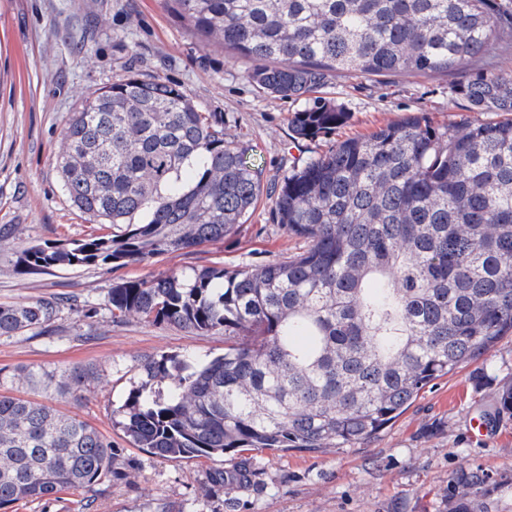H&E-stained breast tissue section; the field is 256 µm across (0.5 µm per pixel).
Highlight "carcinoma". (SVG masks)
<instances>
[{
	"label": "carcinoma",
	"mask_w": 512,
	"mask_h": 512,
	"mask_svg": "<svg viewBox=\"0 0 512 512\" xmlns=\"http://www.w3.org/2000/svg\"><path fill=\"white\" fill-rule=\"evenodd\" d=\"M193 33L264 62L263 93L301 98L332 72L458 71L512 30V0H166ZM453 92L500 119L441 130L404 117L287 171L268 192L273 223L306 241L288 261L206 267L112 286L115 319L235 343L221 356L162 355L121 406L124 437L165 460L247 449L367 443L432 381L512 334V75L464 77ZM347 113L316 97L294 141ZM72 204L112 233L12 247L21 274L139 265L236 232L261 197L258 172L180 87L135 75L99 88L65 121L56 158ZM55 299L0 303V337L49 331ZM87 368L12 380L81 397ZM112 478V437L17 397L0 372V512Z\"/></svg>",
	"instance_id": "cac0c4a2"
}]
</instances>
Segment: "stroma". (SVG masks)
Wrapping results in <instances>:
<instances>
[{
    "instance_id": "35a3bbf8",
    "label": "stroma",
    "mask_w": 512,
    "mask_h": 512,
    "mask_svg": "<svg viewBox=\"0 0 512 512\" xmlns=\"http://www.w3.org/2000/svg\"><path fill=\"white\" fill-rule=\"evenodd\" d=\"M253 60L192 35L165 0H0V228L20 241H66L95 231L69 200L55 165L64 120L96 89L136 74L180 86L202 112L221 115L224 132L246 150L262 187L279 183L293 162L339 141L372 134L409 115L445 127L489 121L452 85L461 74L512 73V35L492 32L486 52L462 72L364 77L330 74L319 97L346 122L329 135L294 142L289 117L304 100L260 92ZM305 247L270 218L261 200L246 224L191 253L166 254L118 270L85 267L26 276L0 250V302L58 297L52 335L0 337V368H91L87 398H49L112 438V478L6 512H512V417L496 416L498 392L512 385V335L481 359L434 381L374 440L320 452L249 450L224 458L168 461L132 447L115 427L119 408L145 381L146 359L224 352L220 334L193 335L129 319L107 306L116 281L201 267L230 270L285 261ZM485 434L470 436L473 419ZM247 462L250 481L238 475ZM223 471V483L211 480ZM482 477L467 484L469 475Z\"/></svg>"
}]
</instances>
